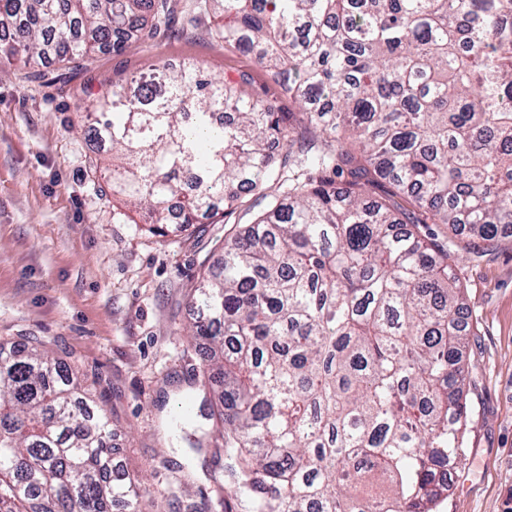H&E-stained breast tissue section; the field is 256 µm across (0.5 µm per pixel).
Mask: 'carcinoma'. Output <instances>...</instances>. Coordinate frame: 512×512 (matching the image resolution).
<instances>
[{
    "label": "carcinoma",
    "mask_w": 512,
    "mask_h": 512,
    "mask_svg": "<svg viewBox=\"0 0 512 512\" xmlns=\"http://www.w3.org/2000/svg\"><path fill=\"white\" fill-rule=\"evenodd\" d=\"M211 1L218 37L301 111L151 64L103 95L89 166L112 159V198L163 236L174 206L186 231L233 214L243 184L263 203L192 294L223 386L222 447L186 437L215 465L209 512H433L470 415L449 260L512 226V0ZM175 18L173 0H0V64L54 82L47 56L85 69ZM111 440L65 362L0 342V512H140Z\"/></svg>",
    "instance_id": "obj_1"
}]
</instances>
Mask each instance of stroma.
Returning a JSON list of instances; mask_svg holds the SVG:
<instances>
[{"label":"stroma","mask_w":512,"mask_h":512,"mask_svg":"<svg viewBox=\"0 0 512 512\" xmlns=\"http://www.w3.org/2000/svg\"><path fill=\"white\" fill-rule=\"evenodd\" d=\"M193 18L190 35L96 54L86 75L66 70L48 83L20 66L0 75V340L50 343L103 394L117 458L144 478L143 512H188L212 495L190 426L173 421L207 379L206 348L183 329L200 274L253 220L255 198L223 222L150 233L90 173L87 128L111 84L188 60L278 111L299 109L254 55L224 46L217 14ZM89 75L88 96H72ZM455 264L470 303L462 360L472 411L466 457L436 512H512V236L480 258L456 252Z\"/></svg>","instance_id":"obj_1"}]
</instances>
